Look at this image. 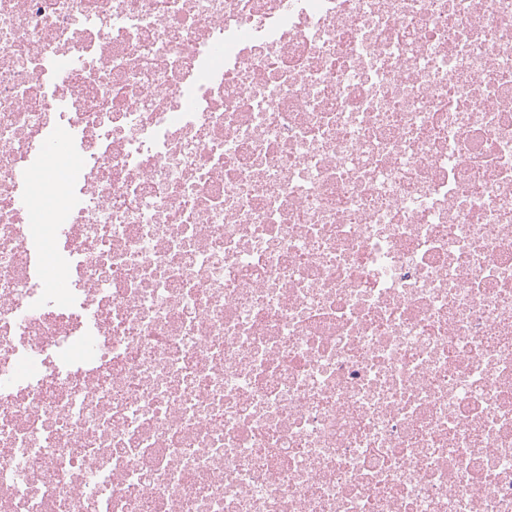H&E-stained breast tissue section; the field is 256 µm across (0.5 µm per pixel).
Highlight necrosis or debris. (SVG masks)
Here are the masks:
<instances>
[{
	"mask_svg": "<svg viewBox=\"0 0 512 512\" xmlns=\"http://www.w3.org/2000/svg\"><path fill=\"white\" fill-rule=\"evenodd\" d=\"M0 512H512V0H0Z\"/></svg>",
	"mask_w": 512,
	"mask_h": 512,
	"instance_id": "1",
	"label": "necrosis or debris"
}]
</instances>
